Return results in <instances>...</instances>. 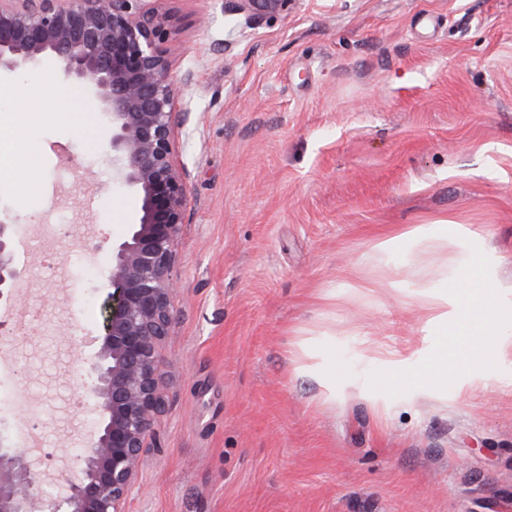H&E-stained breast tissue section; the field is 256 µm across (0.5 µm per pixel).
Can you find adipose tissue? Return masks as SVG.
<instances>
[{
  "instance_id": "obj_1",
  "label": "adipose tissue",
  "mask_w": 512,
  "mask_h": 512,
  "mask_svg": "<svg viewBox=\"0 0 512 512\" xmlns=\"http://www.w3.org/2000/svg\"><path fill=\"white\" fill-rule=\"evenodd\" d=\"M0 168L13 172L20 196H28L37 181L35 170L22 164L15 149V134L6 117H0ZM418 238L425 247L446 254L442 283L412 287L409 296L424 307L422 343L412 351L378 347L372 361L380 383L371 405L386 413L390 399L447 393L449 385L459 392L482 388L487 374L478 366V349L491 345L499 362L512 359V284L502 283L498 269L501 256L486 251L478 234L462 224L444 221L422 225ZM336 346L327 344L305 353L294 368L296 377L315 382L324 400H335Z\"/></svg>"
}]
</instances>
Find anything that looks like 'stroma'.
Instances as JSON below:
<instances>
[{
    "label": "stroma",
    "mask_w": 512,
    "mask_h": 512,
    "mask_svg": "<svg viewBox=\"0 0 512 512\" xmlns=\"http://www.w3.org/2000/svg\"><path fill=\"white\" fill-rule=\"evenodd\" d=\"M184 55L191 121L177 129L190 205L178 242L166 406L127 512H512V364L485 387L371 406L360 335L406 351L423 316L392 285L379 248L423 224L475 230L512 282V0H295L244 25L225 0H157ZM10 113L39 188L18 198L0 170V220L61 226L25 258L0 316L11 345L0 434L36 424L56 478L85 446L83 370L96 351L105 269L139 214L102 158L108 131L80 134L50 66L23 75ZM409 280L444 254L401 251ZM370 284L372 297L350 285ZM336 339L333 403L295 377L304 350Z\"/></svg>",
    "instance_id": "obj_1"
}]
</instances>
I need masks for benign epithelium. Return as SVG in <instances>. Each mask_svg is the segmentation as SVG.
<instances>
[{
	"instance_id": "benign-epithelium-1",
	"label": "benign epithelium",
	"mask_w": 512,
	"mask_h": 512,
	"mask_svg": "<svg viewBox=\"0 0 512 512\" xmlns=\"http://www.w3.org/2000/svg\"><path fill=\"white\" fill-rule=\"evenodd\" d=\"M246 25L288 13L295 0H233ZM168 17L148 0H0V72L51 65L93 94L109 130L116 180L140 200L138 222L112 247L99 350L85 392L98 422L86 448L47 492L44 472L0 436V512H126L153 425L165 408L162 345L189 174L175 161V129L192 112L172 74ZM16 237L0 224V304L18 288Z\"/></svg>"
}]
</instances>
